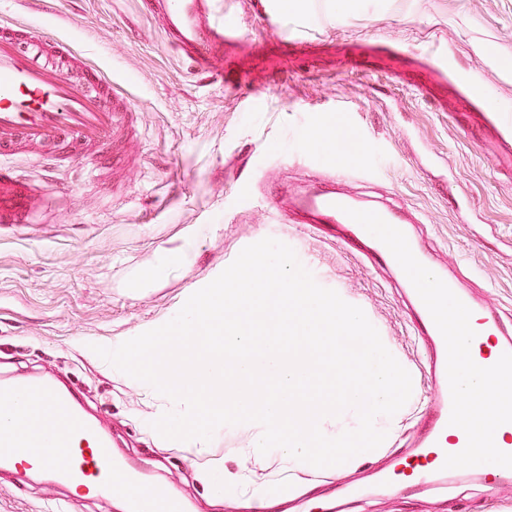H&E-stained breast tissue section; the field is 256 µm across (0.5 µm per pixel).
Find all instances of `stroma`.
Returning a JSON list of instances; mask_svg holds the SVG:
<instances>
[{
  "label": "stroma",
  "mask_w": 512,
  "mask_h": 512,
  "mask_svg": "<svg viewBox=\"0 0 512 512\" xmlns=\"http://www.w3.org/2000/svg\"><path fill=\"white\" fill-rule=\"evenodd\" d=\"M245 38L224 72H201L166 44L142 0H0V26L26 24L65 40L134 103L138 124L129 163L86 169L67 207L40 223L0 228V381L56 375L112 429L116 453L166 485L186 512H240L242 489L214 501L199 469L236 468L250 431L218 428L204 452L162 438L152 427L167 402L96 357L161 324L213 281L240 251L271 237L291 246L326 288L342 289L410 373L409 400L380 453L355 469L282 474L276 461L250 479L301 491L278 512H512V479L488 485L484 469L460 465L405 495L377 486L373 470L400 454L424 426L427 352L396 271L345 242L278 221L270 192L323 186L345 156L384 152L372 183L349 181L362 204L414 211L410 230L437 274L456 278L512 332V175L496 148L495 124L458 104L452 74L434 81L421 51L445 50L456 71L491 89L485 113L512 121V0H350L330 11L307 0L276 14L269 0H224ZM312 48H291V40ZM268 169L271 185L252 178ZM464 194L469 208L456 213ZM197 249L184 265L162 264L185 239ZM47 479L0 482V512H43L60 497Z\"/></svg>",
  "instance_id": "obj_1"
}]
</instances>
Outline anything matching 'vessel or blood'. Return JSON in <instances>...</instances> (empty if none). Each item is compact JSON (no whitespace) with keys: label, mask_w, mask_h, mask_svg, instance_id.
Wrapping results in <instances>:
<instances>
[{"label":"vessel or blood","mask_w":512,"mask_h":512,"mask_svg":"<svg viewBox=\"0 0 512 512\" xmlns=\"http://www.w3.org/2000/svg\"><path fill=\"white\" fill-rule=\"evenodd\" d=\"M155 12L173 47L201 69L223 61L224 48L239 42L242 30L224 14L220 0H155ZM65 42L23 26L0 28V224H27L47 195L39 179L21 177L7 159L19 148L38 157L66 148L73 167L119 168L126 155L122 138L136 117L115 96L100 68L76 61L73 80L54 61ZM294 207L319 224H349L375 234L388 263L399 273L417 312L414 321L428 349L432 406L425 432L415 447L383 475L398 492L472 459L490 457L496 476L512 473V447L493 436L460 433L462 400L459 374L469 370L486 378L512 377V333L491 310L479 307L448 279L425 283L419 276L427 260L405 225L402 211L355 208L342 190L311 189ZM476 319L480 333L470 337L467 353L451 344L455 322ZM0 401L34 404L18 430L0 431V471L51 468L57 483L77 491L93 487L109 494L124 490L130 512H183L184 505L139 477L117 459L103 425L89 420L72 393L48 381L0 386Z\"/></svg>","instance_id":"b4317fda"}]
</instances>
